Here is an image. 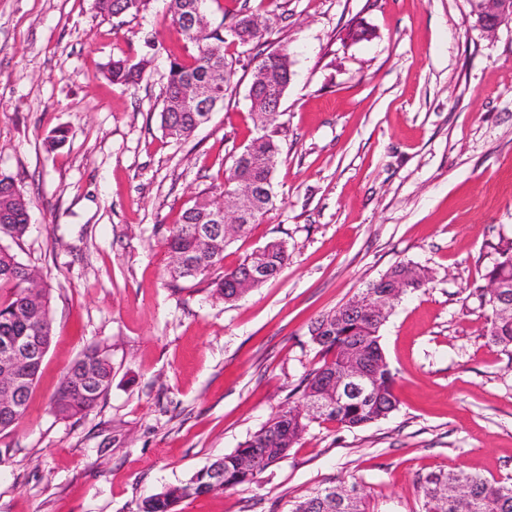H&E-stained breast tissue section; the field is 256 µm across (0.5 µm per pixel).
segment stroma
Returning a JSON list of instances; mask_svg holds the SVG:
<instances>
[{
    "label": "stroma",
    "mask_w": 512,
    "mask_h": 512,
    "mask_svg": "<svg viewBox=\"0 0 512 512\" xmlns=\"http://www.w3.org/2000/svg\"><path fill=\"white\" fill-rule=\"evenodd\" d=\"M281 27L276 206L224 264L275 239L290 260L227 304L172 289L163 239L255 134L246 54L229 47L231 100L177 142L158 116L165 51L193 45L168 0L112 19L90 0H0V173L33 201L15 251L46 278L54 332L27 414L0 434V512H139L257 431L317 367L312 323L407 261L433 279L380 331L397 411L314 422L257 484L178 512H288L330 481L358 485L368 512H421L419 475L512 478V358L468 296L489 243L512 237V21L489 37L468 0H286ZM148 34L164 50L142 81L111 84L104 65L144 55ZM60 126L66 145L46 151ZM94 343L112 348V388L57 419L51 395Z\"/></svg>",
    "instance_id": "obj_1"
}]
</instances>
